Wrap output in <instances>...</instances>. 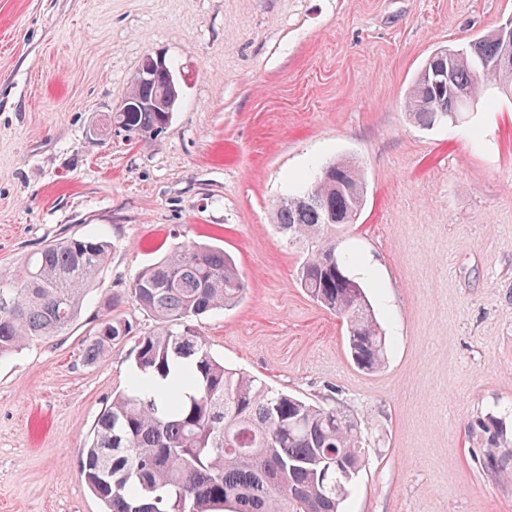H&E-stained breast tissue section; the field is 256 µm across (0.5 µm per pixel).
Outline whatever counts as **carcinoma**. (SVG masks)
Instances as JSON below:
<instances>
[{
	"label": "carcinoma",
	"instance_id": "obj_1",
	"mask_svg": "<svg viewBox=\"0 0 512 512\" xmlns=\"http://www.w3.org/2000/svg\"><path fill=\"white\" fill-rule=\"evenodd\" d=\"M506 54L512 47L489 32L450 60L469 102L490 83L512 92V63H498ZM429 73L422 66L407 90L410 120L424 128L459 120L466 106L439 97ZM164 88L162 78L153 85L131 83L126 99L141 106L110 116V123L124 125L126 140L136 144L165 132L172 113L143 106ZM366 195L362 170L334 160L315 170L302 193L278 201L274 223L306 247L298 285L346 323L352 363L374 373L385 364L386 337L365 285L349 272L350 258L336 251L337 235L357 223ZM111 250L100 236L68 237L33 252L20 269L0 271V359L68 331ZM245 293L224 249L193 241L144 267L131 283V302L153 316L157 328L136 337L133 375L99 415L78 466L105 512H341L366 459L358 422L225 367L190 325L236 306ZM132 333L133 324L112 316V301H106L85 340L84 362L94 363ZM172 366L177 372L170 389L152 383L153 374L165 376ZM338 464V479L321 478ZM480 465L494 476L512 468V454L500 450L494 434Z\"/></svg>",
	"mask_w": 512,
	"mask_h": 512
}]
</instances>
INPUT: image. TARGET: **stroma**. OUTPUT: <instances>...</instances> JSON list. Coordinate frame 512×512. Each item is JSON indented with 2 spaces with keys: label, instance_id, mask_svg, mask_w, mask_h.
<instances>
[{
  "label": "stroma",
  "instance_id": "35a3bbf8",
  "mask_svg": "<svg viewBox=\"0 0 512 512\" xmlns=\"http://www.w3.org/2000/svg\"><path fill=\"white\" fill-rule=\"evenodd\" d=\"M511 16L512 0H0V270L64 237L112 243L77 324L0 360V512H103L78 460L133 344L86 364L88 323L108 300L152 332L127 290L188 240L247 284L193 322L213 354L365 427L343 512H512V470L476 460L486 429L512 448V95L488 87L433 129L403 108L436 49ZM149 55L179 100L131 145L107 118ZM342 157L367 182L340 247L389 340L376 373L274 228L278 199Z\"/></svg>",
  "mask_w": 512,
  "mask_h": 512
}]
</instances>
